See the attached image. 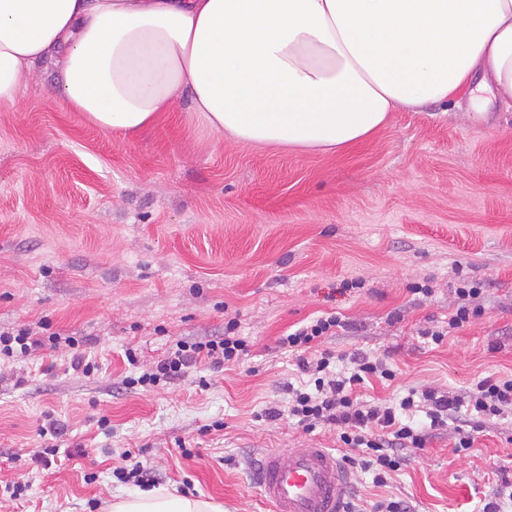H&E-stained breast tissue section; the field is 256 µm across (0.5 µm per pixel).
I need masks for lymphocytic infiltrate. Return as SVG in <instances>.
I'll return each instance as SVG.
<instances>
[{
  "label": "lymphocytic infiltrate",
  "instance_id": "1",
  "mask_svg": "<svg viewBox=\"0 0 512 512\" xmlns=\"http://www.w3.org/2000/svg\"><path fill=\"white\" fill-rule=\"evenodd\" d=\"M481 292L477 283L469 281L456 288L460 303L448 318L447 330L463 327L481 315V307L474 303ZM342 325L338 316H321L279 338L280 348L296 354L299 369L310 377L308 384L291 389L287 413L308 431L319 425L336 426L339 439L347 449L344 462L349 467L371 472L376 485H384L391 472L400 469L404 461L403 450L423 449L431 432L447 428L460 410H467L470 423L479 427L486 420L502 415L506 408H512V377L484 378L461 395L412 388L395 404H364L357 400L356 388L374 374L392 379V370L385 368L382 362L359 357L354 359L351 371L342 373L337 371L336 356L331 351H323L314 359L306 356L307 350L335 335ZM237 328V321L231 320L225 324L223 335L193 342L178 341L175 351L158 362L154 370L126 377L127 387L155 386L173 381L184 374L186 368L203 361L216 368L238 361L247 344L237 336ZM447 330L430 331L432 342L441 344ZM62 344L73 349L75 368L86 373L92 371V364L78 350V339L57 332L41 338L27 328L0 333V356H26L35 349L44 346L53 349ZM420 410L426 413L428 428L415 427L409 421L410 415Z\"/></svg>",
  "mask_w": 512,
  "mask_h": 512
}]
</instances>
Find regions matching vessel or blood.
<instances>
[{"label": "vessel or blood", "mask_w": 512, "mask_h": 512, "mask_svg": "<svg viewBox=\"0 0 512 512\" xmlns=\"http://www.w3.org/2000/svg\"><path fill=\"white\" fill-rule=\"evenodd\" d=\"M257 470L273 512H342L351 485L342 457L327 448H270Z\"/></svg>", "instance_id": "1"}]
</instances>
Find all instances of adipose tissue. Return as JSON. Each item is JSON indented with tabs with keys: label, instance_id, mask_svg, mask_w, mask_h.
Returning <instances> with one entry per match:
<instances>
[{
	"label": "adipose tissue",
	"instance_id": "ef3b65f1",
	"mask_svg": "<svg viewBox=\"0 0 512 512\" xmlns=\"http://www.w3.org/2000/svg\"><path fill=\"white\" fill-rule=\"evenodd\" d=\"M54 57L64 105L109 132L181 100L249 144L331 152L390 112L512 98V0H0V102ZM111 512H219L145 489Z\"/></svg>",
	"mask_w": 512,
	"mask_h": 512
}]
</instances>
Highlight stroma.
Returning <instances> with one entry per match:
<instances>
[{
    "mask_svg": "<svg viewBox=\"0 0 512 512\" xmlns=\"http://www.w3.org/2000/svg\"><path fill=\"white\" fill-rule=\"evenodd\" d=\"M462 280L481 284L482 313L434 345L423 332L447 324ZM324 313L347 326L322 348L396 374L370 379L367 403L512 376V100L402 109L328 153L239 142L181 106L110 133L64 107L49 61L32 66L18 104H0V331L81 338L99 365L72 369L64 345L0 362V482L29 484L0 512H109L137 491L112 475L128 450L160 488L272 512L255 477L265 449L340 446L335 427L263 416L287 409L303 379L278 338ZM231 319L249 344L238 363L125 388L126 350L145 370ZM50 418L60 453L46 465L34 456ZM453 441L432 436L382 486L352 473L349 501L479 512L512 482V410L470 449Z\"/></svg>",
    "mask_w": 512,
    "mask_h": 512,
    "instance_id": "1",
    "label": "stroma"
}]
</instances>
